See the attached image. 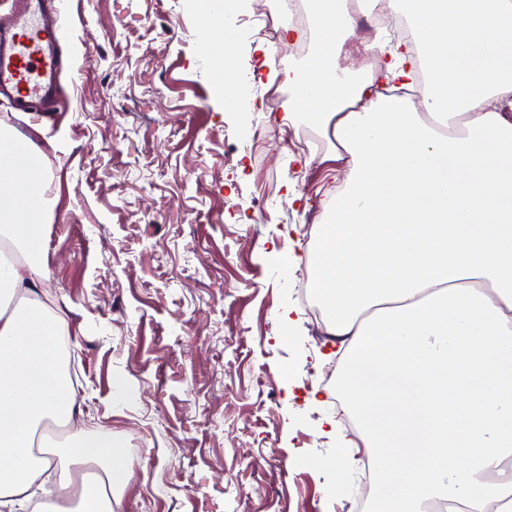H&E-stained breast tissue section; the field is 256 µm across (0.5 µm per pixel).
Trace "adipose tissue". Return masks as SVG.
I'll use <instances>...</instances> for the list:
<instances>
[{
    "mask_svg": "<svg viewBox=\"0 0 512 512\" xmlns=\"http://www.w3.org/2000/svg\"><path fill=\"white\" fill-rule=\"evenodd\" d=\"M224 106L239 69L228 19L240 0H189ZM316 36L288 72V109L320 130L342 187L306 249L308 288L341 354L336 390L376 463L370 512H512V0H390L413 23L365 77L340 69L354 35L345 0H308ZM428 74L422 106L379 80ZM35 144L0 133V506L26 512L36 473L74 487L47 512H115L131 471L107 432L76 430L34 457L77 391L36 256L47 200Z\"/></svg>",
    "mask_w": 512,
    "mask_h": 512,
    "instance_id": "adipose-tissue-1",
    "label": "adipose tissue"
}]
</instances>
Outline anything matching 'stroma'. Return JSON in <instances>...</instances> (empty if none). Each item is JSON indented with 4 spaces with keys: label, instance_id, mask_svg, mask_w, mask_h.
Returning a JSON list of instances; mask_svg holds the SVG:
<instances>
[{
    "label": "stroma",
    "instance_id": "1",
    "mask_svg": "<svg viewBox=\"0 0 512 512\" xmlns=\"http://www.w3.org/2000/svg\"><path fill=\"white\" fill-rule=\"evenodd\" d=\"M64 13L55 110L35 119L0 102V129L57 143L41 167L43 297L70 338L82 422L124 443L133 478L119 512H349L363 453L344 422L319 431L337 410L311 402L312 370L329 363L297 290L306 266L288 260L340 180L304 164L309 126L287 112L301 55H261L259 35L235 31L256 76L246 107L228 111L187 0H64ZM272 90L273 122L254 108ZM245 146L270 163L226 166ZM340 447L339 493L316 462Z\"/></svg>",
    "mask_w": 512,
    "mask_h": 512
}]
</instances>
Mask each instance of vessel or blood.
<instances>
[{"instance_id":"1","label":"vessel or blood","mask_w":512,"mask_h":512,"mask_svg":"<svg viewBox=\"0 0 512 512\" xmlns=\"http://www.w3.org/2000/svg\"><path fill=\"white\" fill-rule=\"evenodd\" d=\"M69 39L60 0H14L9 24L0 27V97L22 113L50 105Z\"/></svg>"}]
</instances>
